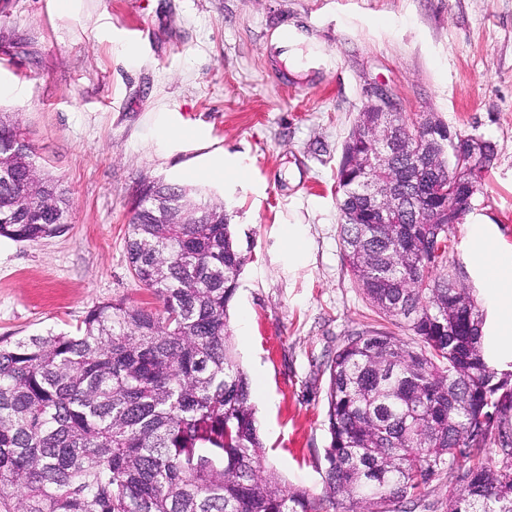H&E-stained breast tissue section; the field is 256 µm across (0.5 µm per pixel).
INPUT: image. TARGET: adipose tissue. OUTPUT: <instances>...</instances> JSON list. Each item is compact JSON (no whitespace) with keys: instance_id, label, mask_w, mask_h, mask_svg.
I'll use <instances>...</instances> for the list:
<instances>
[{"instance_id":"1","label":"adipose tissue","mask_w":512,"mask_h":512,"mask_svg":"<svg viewBox=\"0 0 512 512\" xmlns=\"http://www.w3.org/2000/svg\"><path fill=\"white\" fill-rule=\"evenodd\" d=\"M471 266L483 284L489 317L483 328L486 361L512 363V249L497 247L486 223L468 226Z\"/></svg>"}]
</instances>
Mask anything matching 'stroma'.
Masks as SVG:
<instances>
[{"label":"stroma","mask_w":512,"mask_h":512,"mask_svg":"<svg viewBox=\"0 0 512 512\" xmlns=\"http://www.w3.org/2000/svg\"><path fill=\"white\" fill-rule=\"evenodd\" d=\"M379 89L494 146L449 230L448 260L479 292L469 224L512 248V0H0V111L70 202L63 233L0 237V336L149 301L127 258L133 197L147 179L197 188L248 257L229 322L263 465L321 495L327 362L375 318L343 257L336 169Z\"/></svg>","instance_id":"35a3bbf8"}]
</instances>
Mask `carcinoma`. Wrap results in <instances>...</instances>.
I'll return each mask as SVG.
<instances>
[{
    "mask_svg": "<svg viewBox=\"0 0 512 512\" xmlns=\"http://www.w3.org/2000/svg\"><path fill=\"white\" fill-rule=\"evenodd\" d=\"M0 113V236L32 241L69 224V198ZM390 171L405 165L397 137ZM371 143L353 131L337 171L341 198L361 179ZM456 155H429L444 179ZM157 188L195 200L198 191ZM340 238L349 270L382 325L349 336L330 363L325 486L286 488L260 464L251 385L237 363L228 310L247 262L233 225L155 224L133 208L132 276L161 303L102 302L73 333L0 337V512H393L435 472L453 475L448 512H512V396L482 346L483 310L448 265V225L399 211L395 224H351ZM497 439H492V430ZM496 444L493 449L490 444Z\"/></svg>",
    "mask_w": 512,
    "mask_h": 512,
    "instance_id": "obj_1",
    "label": "carcinoma"
}]
</instances>
